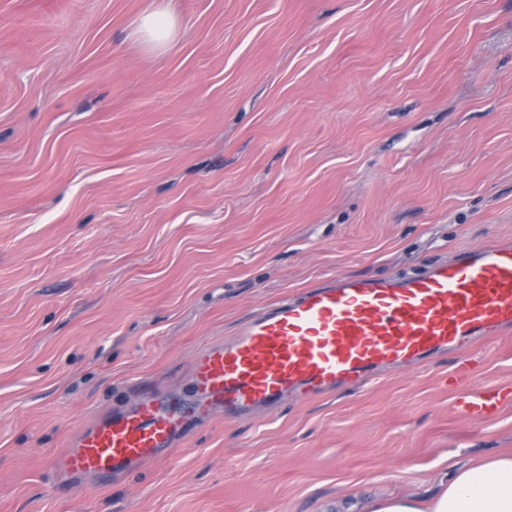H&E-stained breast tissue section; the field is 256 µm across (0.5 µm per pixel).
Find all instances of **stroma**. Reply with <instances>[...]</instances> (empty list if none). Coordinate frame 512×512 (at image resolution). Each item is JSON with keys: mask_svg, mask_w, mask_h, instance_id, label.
<instances>
[{"mask_svg": "<svg viewBox=\"0 0 512 512\" xmlns=\"http://www.w3.org/2000/svg\"><path fill=\"white\" fill-rule=\"evenodd\" d=\"M0 0V512H365L512 453V335L126 477L50 468L196 352L336 275L512 238V0ZM173 16L167 8L159 7L146 14L140 23V30L156 44H166L173 34ZM512 400V389L488 387L469 391L457 398V412L470 420H484L498 414L502 406Z\"/></svg>", "mask_w": 512, "mask_h": 512, "instance_id": "1", "label": "stroma"}]
</instances>
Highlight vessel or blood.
<instances>
[{
    "instance_id": "obj_1",
    "label": "vessel or blood",
    "mask_w": 512,
    "mask_h": 512,
    "mask_svg": "<svg viewBox=\"0 0 512 512\" xmlns=\"http://www.w3.org/2000/svg\"><path fill=\"white\" fill-rule=\"evenodd\" d=\"M512 330V242L487 243L416 272L339 275L251 314L234 335L204 345L191 364L193 401L157 394L85 428L52 469L121 477L155 459L212 411L236 419L357 388L388 365H420L436 354ZM512 389L463 393L470 420L498 414Z\"/></svg>"
}]
</instances>
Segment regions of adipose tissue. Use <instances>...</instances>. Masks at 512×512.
Segmentation results:
<instances>
[{
    "instance_id": "1",
    "label": "adipose tissue",
    "mask_w": 512,
    "mask_h": 512,
    "mask_svg": "<svg viewBox=\"0 0 512 512\" xmlns=\"http://www.w3.org/2000/svg\"><path fill=\"white\" fill-rule=\"evenodd\" d=\"M370 512H512V456L499 455L452 470L427 503L400 497L379 501Z\"/></svg>"
}]
</instances>
